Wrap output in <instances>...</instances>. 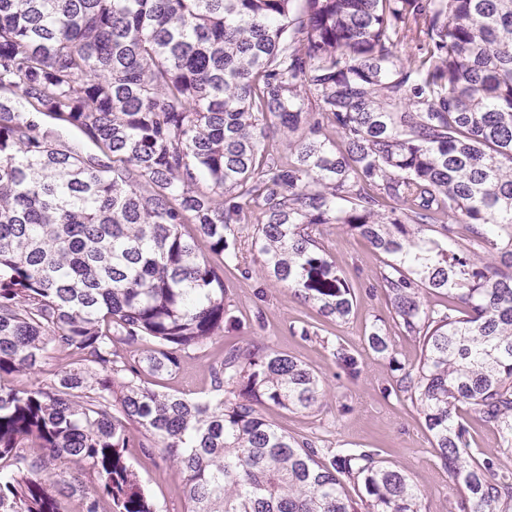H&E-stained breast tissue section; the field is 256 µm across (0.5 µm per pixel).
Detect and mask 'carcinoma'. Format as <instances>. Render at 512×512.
I'll return each mask as SVG.
<instances>
[{"instance_id": "carcinoma-1", "label": "carcinoma", "mask_w": 512, "mask_h": 512, "mask_svg": "<svg viewBox=\"0 0 512 512\" xmlns=\"http://www.w3.org/2000/svg\"><path fill=\"white\" fill-rule=\"evenodd\" d=\"M295 2L0 0V512H165L129 448L172 463L189 512H420L377 451L263 416L326 396L274 347L228 348L203 398L150 381L235 321L207 255L238 266L252 219L262 274L326 318L354 292L319 226L388 256L395 325L422 351L383 394L422 415L458 512H512V470L466 452L461 414L512 448V0ZM407 40L425 54L401 57ZM50 352L53 382H9ZM42 124L44 127L59 133L61 139L70 145H74L88 152H95L97 150L91 142L86 140L83 135L73 127L58 124L56 121L49 118H43Z\"/></svg>"}]
</instances>
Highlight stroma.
<instances>
[{"label":"stroma","instance_id":"1","mask_svg":"<svg viewBox=\"0 0 512 512\" xmlns=\"http://www.w3.org/2000/svg\"><path fill=\"white\" fill-rule=\"evenodd\" d=\"M321 231L325 248L354 288L356 300L345 321L319 316L291 290L264 278L253 268V251L243 247L239 268L228 267L222 273L224 304L236 324L225 326L204 347L188 351L163 384L173 393L204 396L211 388L210 370L223 360L229 346L263 340L306 363L326 389L314 411L268 408L266 417L284 432L314 440L320 448L377 449L381 458L406 471L421 489V512H454L459 487L442 467L421 415L408 399L381 393L398 368H410L421 353L418 341L401 335L393 321L392 306L378 280L384 257L342 225L326 224ZM245 267L250 275H242ZM311 325L316 326V334L302 336V329ZM375 327L388 337L391 357L367 348L364 338ZM340 343L357 354V378H349L336 365L333 351ZM128 458L166 512H187L181 479L169 462L157 455L145 456L137 448L129 449Z\"/></svg>","mask_w":512,"mask_h":512}]
</instances>
